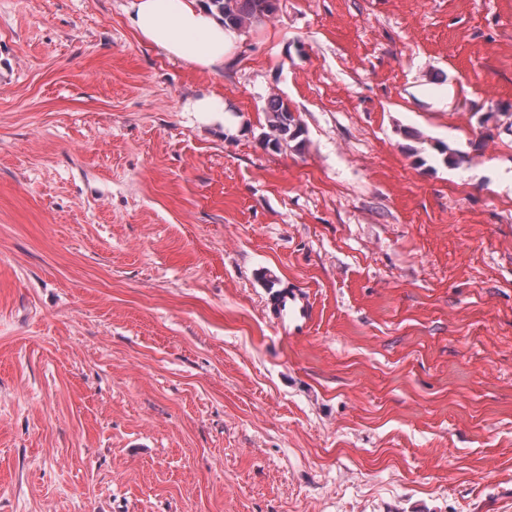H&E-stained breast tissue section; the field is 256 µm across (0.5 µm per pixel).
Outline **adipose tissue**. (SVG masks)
<instances>
[{
  "mask_svg": "<svg viewBox=\"0 0 512 512\" xmlns=\"http://www.w3.org/2000/svg\"><path fill=\"white\" fill-rule=\"evenodd\" d=\"M127 14L143 41L211 72L223 70L238 40L206 0H130Z\"/></svg>",
  "mask_w": 512,
  "mask_h": 512,
  "instance_id": "obj_1",
  "label": "adipose tissue"
}]
</instances>
